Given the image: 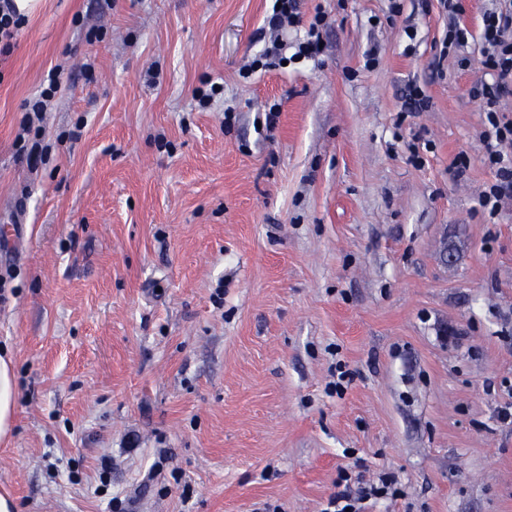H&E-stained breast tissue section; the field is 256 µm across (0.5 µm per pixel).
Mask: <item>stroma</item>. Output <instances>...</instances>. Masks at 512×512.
Masks as SVG:
<instances>
[{
    "instance_id": "35a3bbf8",
    "label": "stroma",
    "mask_w": 512,
    "mask_h": 512,
    "mask_svg": "<svg viewBox=\"0 0 512 512\" xmlns=\"http://www.w3.org/2000/svg\"><path fill=\"white\" fill-rule=\"evenodd\" d=\"M461 3L465 67L440 0H301L319 62L247 77L272 0H40L0 43L18 512H324L343 469L398 481L370 512H512V200L478 203Z\"/></svg>"
}]
</instances>
